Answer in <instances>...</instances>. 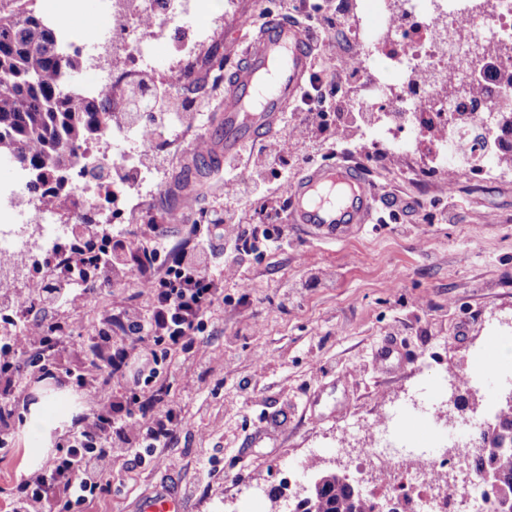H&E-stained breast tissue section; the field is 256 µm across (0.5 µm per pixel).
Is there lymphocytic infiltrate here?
Returning <instances> with one entry per match:
<instances>
[{
    "instance_id": "1",
    "label": "lymphocytic infiltrate",
    "mask_w": 512,
    "mask_h": 512,
    "mask_svg": "<svg viewBox=\"0 0 512 512\" xmlns=\"http://www.w3.org/2000/svg\"><path fill=\"white\" fill-rule=\"evenodd\" d=\"M322 84L320 72H313L296 111L285 114L283 131L329 133ZM257 152L261 166L227 169L236 198L260 195L259 167L272 169L280 180L288 178L281 139L259 146ZM285 218L284 210L273 205L264 215V227L247 229L228 212L210 237L201 235L199 225H188L184 242L173 252L168 249L164 228L157 224L148 225L126 244L121 255L106 240L90 258L76 242L23 293L0 289L1 295L10 297V306L18 315L8 342L0 346V433L14 429L16 391L22 379L50 375L49 358L60 350L59 341H48L46 323L34 315L36 307L63 311L91 302L96 289L131 274L150 303L144 312L129 306L107 314V331L88 337L93 357L76 374L75 384L90 410L77 420L65 450L50 467L32 472L11 489L9 512H72L108 492L104 477L112 468L113 449L132 452L139 463L146 453L171 442L180 415L167 386L148 377L129 379L126 395L109 403L102 401L101 387L112 378H128L135 362L155 363L176 354L193 356L197 336L225 283L246 285L237 264L223 260L224 247L250 242L265 251L287 247L288 237L279 226Z\"/></svg>"
}]
</instances>
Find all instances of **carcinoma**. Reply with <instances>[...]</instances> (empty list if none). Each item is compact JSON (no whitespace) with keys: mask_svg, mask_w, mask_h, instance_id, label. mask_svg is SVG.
<instances>
[{"mask_svg":"<svg viewBox=\"0 0 512 512\" xmlns=\"http://www.w3.org/2000/svg\"><path fill=\"white\" fill-rule=\"evenodd\" d=\"M81 57L64 54L56 30L35 13L33 0H0V157L31 174L30 194L63 208L62 187L85 174V146L118 119H135L130 104L142 85L90 96L70 84ZM494 143L500 164L512 167V115L498 114ZM494 429L479 432L474 472L483 476L495 512H512V406L499 409ZM375 500L347 477L321 472L292 512H374Z\"/></svg>","mask_w":512,"mask_h":512,"instance_id":"obj_1","label":"carcinoma"}]
</instances>
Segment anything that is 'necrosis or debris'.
<instances>
[{
  "mask_svg": "<svg viewBox=\"0 0 512 512\" xmlns=\"http://www.w3.org/2000/svg\"><path fill=\"white\" fill-rule=\"evenodd\" d=\"M208 8V0H107V25L76 45L86 57V84L98 92L115 88L113 70L119 60L132 71L150 70L153 46L172 24L190 25L192 39L174 51L191 55L198 42L210 36L209 28L199 22ZM365 15L346 38L360 60L382 59L383 71L365 84L357 99L358 114H338L337 123L359 118L372 143L404 156L419 151L420 136L429 130L435 167L496 174L497 159L485 136L493 125V107L477 99L472 122L455 123L460 103L443 97L434 76L465 77L481 69V60L471 53L473 44L512 43V0H493V10L487 14L472 11L463 0H399L395 8L387 0H369ZM140 142L137 126L115 123L101 133L96 158L115 166H135ZM138 178L133 189L75 181L71 198L76 213L94 209L104 225H112L114 210L126 209L132 196L152 192V170L139 171ZM19 190L14 182L0 191V215L7 217L0 224V284L9 286L21 278L33 279L30 269L40 253L29 232L32 225L54 230L62 245L74 241L77 226L73 220L58 223L57 210L43 206L36 197L27 198L24 208H16ZM369 431L365 448L354 453L339 447L335 454L355 459L358 479L371 486L373 495L399 500L408 491L412 512H465L483 478L474 473L462 481L452 479L451 470L462 458L458 446H449L446 465L431 466L420 456L403 452L399 438L389 432L388 420L371 424Z\"/></svg>",
  "mask_w": 512,
  "mask_h": 512,
  "instance_id": "obj_1",
  "label": "necrosis or debris"
}]
</instances>
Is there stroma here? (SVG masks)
<instances>
[{
  "mask_svg": "<svg viewBox=\"0 0 512 512\" xmlns=\"http://www.w3.org/2000/svg\"><path fill=\"white\" fill-rule=\"evenodd\" d=\"M311 2L221 0L203 18L210 39L187 62L170 53L187 30H166L158 72L198 120L153 148L156 189L123 215L126 239L161 224L175 250L187 224L223 223L233 197L224 155L201 159L193 151L196 138L224 140L217 62L238 63L233 33L243 20L257 27L284 12L302 22ZM371 147L360 130L335 145L287 138L288 175L308 163H357ZM365 175L381 199L380 223L344 243L292 226L287 248L240 255L246 292L225 286L195 356L155 366L182 411L174 439L141 464L114 449L110 493L81 512H136L137 499L157 489L179 492L189 512H285L312 481L297 470L309 449L321 451L317 471L354 474L335 448L365 447V426L393 410L437 403L426 418L441 438L444 412L457 421L494 418L512 392V358L498 359L490 372L483 365L490 341L512 332V170L493 177L434 170L423 150L412 158L380 154ZM138 290L129 278L61 313L70 327L59 368L80 370L90 355L86 339L102 330L105 313L133 297L146 304ZM460 370L477 372L484 389L444 384L443 374ZM86 410L64 375L23 388L21 422L0 451V512L3 488L45 465ZM37 411L46 423L40 435L28 426Z\"/></svg>",
  "mask_w": 512,
  "mask_h": 512,
  "instance_id": "stroma-1",
  "label": "stroma"
}]
</instances>
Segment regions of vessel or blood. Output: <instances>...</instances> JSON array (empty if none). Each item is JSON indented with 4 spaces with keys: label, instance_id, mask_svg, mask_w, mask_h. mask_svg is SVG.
Segmentation results:
<instances>
[{
    "label": "vessel or blood",
    "instance_id": "vessel-or-blood-1",
    "mask_svg": "<svg viewBox=\"0 0 512 512\" xmlns=\"http://www.w3.org/2000/svg\"><path fill=\"white\" fill-rule=\"evenodd\" d=\"M239 65L224 92V156L275 133L281 116L303 91L313 68L317 36L303 24L279 17L257 33L239 28ZM288 221L310 228L328 243L346 241L373 223L379 198L361 170L345 163L322 164L301 173L288 190ZM137 512H189L185 499L167 492L144 498Z\"/></svg>",
    "mask_w": 512,
    "mask_h": 512
}]
</instances>
